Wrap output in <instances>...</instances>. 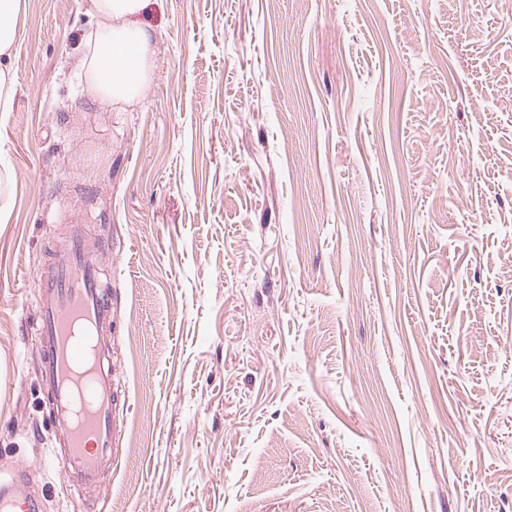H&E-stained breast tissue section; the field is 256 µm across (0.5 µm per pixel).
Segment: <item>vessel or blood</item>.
<instances>
[{"instance_id":"vessel-or-blood-1","label":"vessel or blood","mask_w":512,"mask_h":512,"mask_svg":"<svg viewBox=\"0 0 512 512\" xmlns=\"http://www.w3.org/2000/svg\"><path fill=\"white\" fill-rule=\"evenodd\" d=\"M102 243L79 221L51 249L35 282V329L42 339V381L51 431L62 454L54 463L65 479L97 484L117 446L121 399L105 341L112 282L99 263ZM26 466L0 482V512H38L40 497L25 488Z\"/></svg>"}]
</instances>
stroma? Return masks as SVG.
Masks as SVG:
<instances>
[{
	"mask_svg": "<svg viewBox=\"0 0 512 512\" xmlns=\"http://www.w3.org/2000/svg\"><path fill=\"white\" fill-rule=\"evenodd\" d=\"M89 0H24L0 112V480L41 512H512V0H152L104 107ZM82 207L126 401L51 457L34 282Z\"/></svg>",
	"mask_w": 512,
	"mask_h": 512,
	"instance_id": "1",
	"label": "stroma"
}]
</instances>
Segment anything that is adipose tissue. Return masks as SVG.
<instances>
[{
	"label": "adipose tissue",
	"instance_id": "ef3b65f1",
	"mask_svg": "<svg viewBox=\"0 0 512 512\" xmlns=\"http://www.w3.org/2000/svg\"><path fill=\"white\" fill-rule=\"evenodd\" d=\"M150 0H91L97 22L80 67L88 93L112 105L143 98L152 69L153 30L140 16ZM21 0H0V107L9 108L14 73L7 65L17 38Z\"/></svg>",
	"mask_w": 512,
	"mask_h": 512
}]
</instances>
